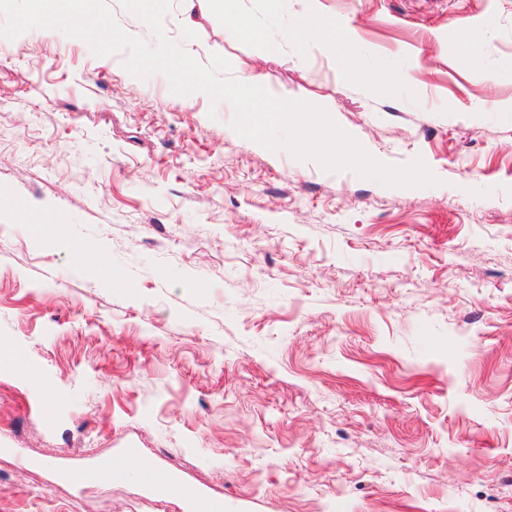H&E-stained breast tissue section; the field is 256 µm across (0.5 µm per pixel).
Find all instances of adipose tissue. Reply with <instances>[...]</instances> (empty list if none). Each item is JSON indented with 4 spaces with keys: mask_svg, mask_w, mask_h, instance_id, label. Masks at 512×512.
I'll use <instances>...</instances> for the list:
<instances>
[{
    "mask_svg": "<svg viewBox=\"0 0 512 512\" xmlns=\"http://www.w3.org/2000/svg\"><path fill=\"white\" fill-rule=\"evenodd\" d=\"M317 35L325 50L335 52L346 73L355 83L362 85H381L383 88H395L403 76L401 73L385 66L370 69L360 68L356 62L357 48L346 39L342 27L333 21L309 16L303 23L287 25L282 29L286 41L307 45L310 35Z\"/></svg>",
    "mask_w": 512,
    "mask_h": 512,
    "instance_id": "adipose-tissue-1",
    "label": "adipose tissue"
}]
</instances>
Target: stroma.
I'll return each instance as SVG.
<instances>
[{
	"label": "stroma",
	"instance_id": "stroma-1",
	"mask_svg": "<svg viewBox=\"0 0 512 512\" xmlns=\"http://www.w3.org/2000/svg\"><path fill=\"white\" fill-rule=\"evenodd\" d=\"M311 12L406 83L284 41ZM163 29L440 183L268 150L124 51L0 38V512H512V0H237L190 28L173 0ZM126 457L190 495L98 483Z\"/></svg>",
	"mask_w": 512,
	"mask_h": 512
}]
</instances>
